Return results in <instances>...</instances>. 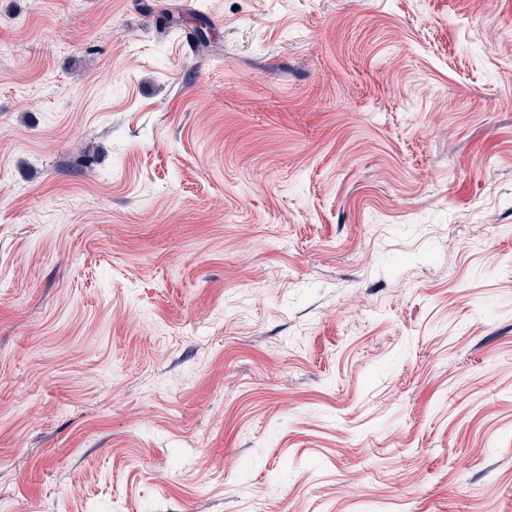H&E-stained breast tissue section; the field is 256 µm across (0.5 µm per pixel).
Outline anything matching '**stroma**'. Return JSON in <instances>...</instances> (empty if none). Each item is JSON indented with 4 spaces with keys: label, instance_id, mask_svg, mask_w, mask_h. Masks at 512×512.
<instances>
[{
    "label": "stroma",
    "instance_id": "obj_1",
    "mask_svg": "<svg viewBox=\"0 0 512 512\" xmlns=\"http://www.w3.org/2000/svg\"><path fill=\"white\" fill-rule=\"evenodd\" d=\"M0 512H512V0H0Z\"/></svg>",
    "mask_w": 512,
    "mask_h": 512
}]
</instances>
